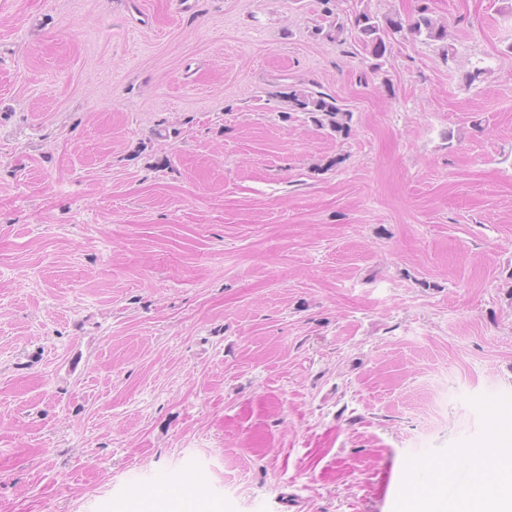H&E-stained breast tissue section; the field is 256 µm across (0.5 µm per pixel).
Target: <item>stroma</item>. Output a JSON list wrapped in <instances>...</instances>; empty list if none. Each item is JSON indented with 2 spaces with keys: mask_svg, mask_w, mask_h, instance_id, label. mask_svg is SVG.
Listing matches in <instances>:
<instances>
[{
  "mask_svg": "<svg viewBox=\"0 0 512 512\" xmlns=\"http://www.w3.org/2000/svg\"><path fill=\"white\" fill-rule=\"evenodd\" d=\"M510 400L512 0H0V512H411ZM418 16L404 28L401 21L394 18H386V26L377 20L367 9L360 10L354 14L352 27L357 34L358 44L363 51L370 53L375 59H381L387 52V44L383 37L386 29L393 33H402L403 37L412 40L423 38L424 41L447 42L448 27L425 14L421 10ZM280 94L288 103V111L285 113L302 112L307 114L320 129H330L333 132L348 130L350 112L343 109L332 95L306 89H292Z\"/></svg>",
  "mask_w": 512,
  "mask_h": 512,
  "instance_id": "stroma-1",
  "label": "stroma"
}]
</instances>
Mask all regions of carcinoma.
<instances>
[{
  "label": "carcinoma",
  "mask_w": 512,
  "mask_h": 512,
  "mask_svg": "<svg viewBox=\"0 0 512 512\" xmlns=\"http://www.w3.org/2000/svg\"><path fill=\"white\" fill-rule=\"evenodd\" d=\"M352 27L363 51L370 53L376 59L383 58L387 52L384 39L387 28L403 34L406 39L421 38L425 41L443 43L448 41V27L423 11L405 26L394 18L385 19V24L382 25L377 17L363 9L354 14ZM282 98L288 103V111L309 115L311 121L321 129H329L333 132L348 130L350 112L343 109L336 102V98L330 94L322 91L292 89L283 93Z\"/></svg>",
  "instance_id": "1"
}]
</instances>
